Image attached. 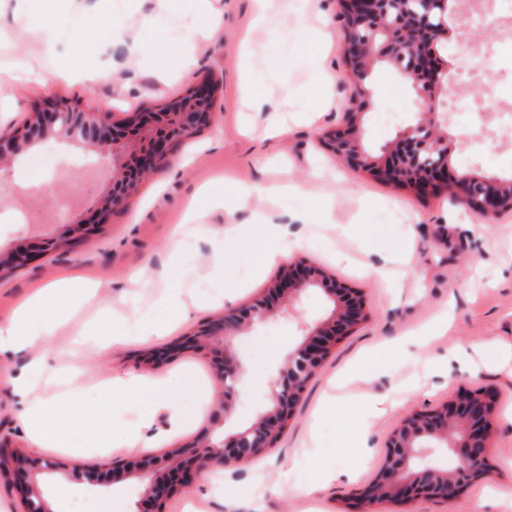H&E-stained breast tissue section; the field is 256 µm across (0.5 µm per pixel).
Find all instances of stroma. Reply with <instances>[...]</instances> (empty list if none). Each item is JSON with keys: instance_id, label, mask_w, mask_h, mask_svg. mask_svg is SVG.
Wrapping results in <instances>:
<instances>
[{"instance_id": "1", "label": "stroma", "mask_w": 512, "mask_h": 512, "mask_svg": "<svg viewBox=\"0 0 512 512\" xmlns=\"http://www.w3.org/2000/svg\"><path fill=\"white\" fill-rule=\"evenodd\" d=\"M216 20L206 26L196 0H68L66 18H30L15 0H0V71L14 81L0 94V135L23 130L48 101H66L86 112L110 107L116 119L146 112L186 95L192 80L215 87L216 117L178 152L172 166L152 173L131 205L112 210L107 224L76 239L71 227L97 207L112 186V168L94 147L49 138L18 157L7 174L11 194L0 215V253L72 237L71 248L36 256L0 276V322L37 287L61 277L99 282L111 309L83 308L76 320L50 338L9 357H0V435L19 450L33 445L20 423L11 381L44 351L55 356L57 375H66L75 336L89 325L107 335L83 352L67 445L47 449L63 463L99 468L145 456L132 446L131 431L148 421L149 433L167 434V447L187 443L209 427L221 388L209 361L182 348L184 338L218 319L225 310L261 297L279 272L268 264L281 232L300 240L298 257L336 279L359 288L368 320L342 340L310 379L287 429L274 448L238 468L202 474L171 496L163 512H359V493L376 476L386 443L410 412L440 406L459 389H485L496 400L490 480L470 486L449 503L420 500L384 503L375 512H512V208L492 223L480 222L451 204L447 194L417 196L374 179L321 144L322 131L343 125L351 108V83L343 64L344 31L336 0H286L277 32L252 25L251 0H217ZM156 29L142 26L146 15ZM122 30L119 40L99 44L87 67L108 69L112 80L93 83L66 73L79 32L101 23ZM333 40L324 59L314 55V26ZM457 20L438 40L441 63L458 98L478 102L483 117L466 125L449 121L448 151L453 166L470 164L490 178L512 181V166L493 159L504 150L495 129L512 99L489 102V87L501 74L491 64L462 63L454 48ZM139 44L130 53V44ZM195 60L191 78L179 73L182 57ZM334 78L331 105L313 124L305 112L318 102L317 68ZM270 100V112L237 111L244 84ZM371 94L357 124L360 138L378 154L418 117L412 85L387 61L369 77ZM396 122H387L389 113ZM270 125L286 126L278 140L261 139ZM221 184L225 195L239 187L289 183L297 197L270 201L252 197L242 208L217 199L203 201L194 220L186 205L205 186ZM71 206L58 215L61 198ZM386 262L384 276L365 270ZM153 277L138 287L137 276ZM170 292L190 303L188 313L159 305ZM331 309L321 291L307 293L297 314L233 338L246 367L233 416L222 430L250 424L266 404L269 388L288 351L301 340V324L317 323ZM168 324L163 336H144L143 323ZM479 346L468 368L436 371V357L460 347ZM373 357L355 383L342 392L336 416H321L330 382L361 354ZM116 371L165 378L170 401L157 404L130 394L103 405L99 389ZM206 379L211 403L197 412L191 377ZM417 389L403 407L392 409L404 385ZM380 399L379 411L360 413L365 397ZM367 434L370 460L351 481L312 491L319 470L351 466L350 437ZM53 512H134L146 497L144 484L114 475L86 493L56 479L48 482Z\"/></svg>"}]
</instances>
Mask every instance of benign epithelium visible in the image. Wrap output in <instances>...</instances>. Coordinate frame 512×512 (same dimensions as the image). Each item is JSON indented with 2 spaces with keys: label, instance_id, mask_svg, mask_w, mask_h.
Returning <instances> with one entry per match:
<instances>
[{
  "label": "benign epithelium",
  "instance_id": "1",
  "mask_svg": "<svg viewBox=\"0 0 512 512\" xmlns=\"http://www.w3.org/2000/svg\"><path fill=\"white\" fill-rule=\"evenodd\" d=\"M415 5L429 18L448 17L449 0H336V17L345 32L344 64L353 86L356 116L369 95L367 78L372 60L387 59L408 79L421 109L419 119L381 155L366 151L355 125L322 133L321 139L343 157L373 177L410 188L418 195L455 189L451 199L465 205L484 222L498 218L512 207V187L480 177L469 168H459L448 158V136L437 118L440 94L448 92L445 70L434 42L413 39L402 18ZM215 91L202 81L188 95L153 112H139L118 123L112 110L81 112L65 101L51 103L34 113L29 129L8 138L0 136V155L21 154L32 142L55 137L84 143L97 139L109 145L102 161L112 165V188L105 203L89 216L87 224H102L116 207L132 203L145 176L173 162L177 149L192 142L201 128L215 118ZM32 251L22 250L10 259L0 258V275L21 267ZM320 290L332 304L330 316L314 325H302L304 339L288 353L287 368L280 371L270 391L269 405L254 422L236 432L218 436L213 421L202 437L148 458L112 465V471L134 475L148 488L151 509L141 505L136 512H161L166 499L188 486L198 473L211 466L235 468L274 447L291 420L313 374L331 350L362 324L367 314L358 289L302 258L293 257L267 290V296L234 309L219 324L185 340L188 347L209 360L224 381V418L233 412L232 402L242 381V368L230 345V337L254 328L278 314H292L310 289ZM494 399L480 390L461 389L434 410L404 417L387 441L384 462L374 480L363 490L369 504L413 503L420 499L451 502L470 485L489 478L487 463L493 447ZM431 448H446L457 457L456 465L444 470L424 465L411 469ZM60 477L77 486L101 484L95 468L68 466L35 453L4 456L0 444V477L26 474ZM19 512H52L41 486L31 483L25 490Z\"/></svg>",
  "mask_w": 512,
  "mask_h": 512
}]
</instances>
